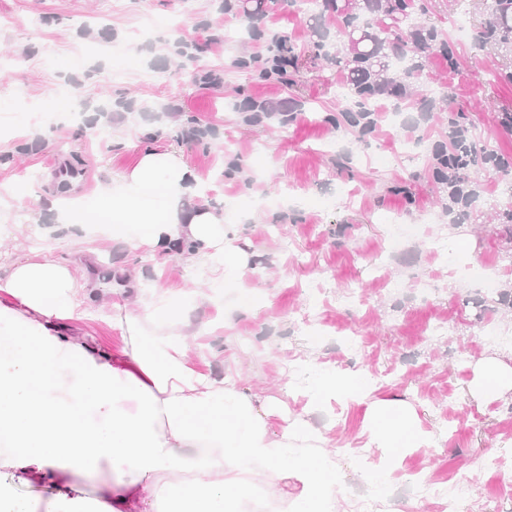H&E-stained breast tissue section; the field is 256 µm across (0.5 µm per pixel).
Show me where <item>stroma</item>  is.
<instances>
[{"instance_id":"stroma-1","label":"stroma","mask_w":512,"mask_h":512,"mask_svg":"<svg viewBox=\"0 0 512 512\" xmlns=\"http://www.w3.org/2000/svg\"><path fill=\"white\" fill-rule=\"evenodd\" d=\"M223 0H0V131L27 129L0 149V186L25 184L30 194L0 208L7 224H42L56 256L66 259L75 229L58 224L49 203L58 181L48 160L89 172L92 182L132 167L148 148L183 151L206 199L223 208L241 243L257 255L256 273L221 285L183 261L134 251L92 236L80 263L95 288L111 287L119 268L140 273L142 292L156 285L190 291L191 317L203 331L190 342L200 368L240 372L251 386L289 394L292 414L304 413L296 365L319 371L392 370L378 396H405L434 445L404 457L389 500L394 512H435L414 498L407 469L450 478L461 466L480 469L487 456L512 462L498 441L512 429V399L482 403L469 394L478 361L512 365V235L496 214L512 197L494 174L481 177L480 201L461 223L448 217V188L432 178V152L448 140L456 113L478 147L512 154V134L500 126L512 113V84L498 83L503 56L455 39V54L428 57L425 88L450 87L451 112L421 120L416 112L382 110L380 126L357 141L336 124L342 67L314 48L316 19L286 5L271 6L268 31L285 34L299 57L297 88L259 78L236 64L266 57L265 42L228 41ZM485 0H429L444 32L467 14L483 18ZM232 21L237 31L247 24ZM79 66H71L73 57ZM219 83L196 80L195 66ZM72 95L73 120L55 112ZM302 102L294 121L248 124L245 101ZM196 116L197 125L187 124ZM274 154V170L253 160ZM392 161L377 166L378 155ZM493 272L496 289L479 277ZM316 315L322 336L309 340L298 321ZM446 319L447 335L427 337L426 325ZM361 337L351 353L347 337ZM363 407L332 403L307 414L327 427L331 443H357ZM460 512H512V490L475 484Z\"/></svg>"}]
</instances>
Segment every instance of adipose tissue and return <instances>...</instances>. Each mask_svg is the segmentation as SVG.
<instances>
[{"label":"adipose tissue","instance_id":"adipose-tissue-1","mask_svg":"<svg viewBox=\"0 0 512 512\" xmlns=\"http://www.w3.org/2000/svg\"><path fill=\"white\" fill-rule=\"evenodd\" d=\"M89 210L125 245L179 255L211 280L256 269L177 151L141 153ZM180 295L160 286L138 309L111 304L122 344L109 353L82 325L98 299L74 261L0 256V335L10 342L0 355V477L51 487V512H75L90 487L102 512H344L345 477L324 431L281 398L200 370L188 341L201 328ZM470 392L484 402L511 393L512 366L479 361ZM371 393L362 372L328 371L306 409L363 406L361 434L379 451L371 468L392 474L432 437L404 400Z\"/></svg>","mask_w":512,"mask_h":512}]
</instances>
